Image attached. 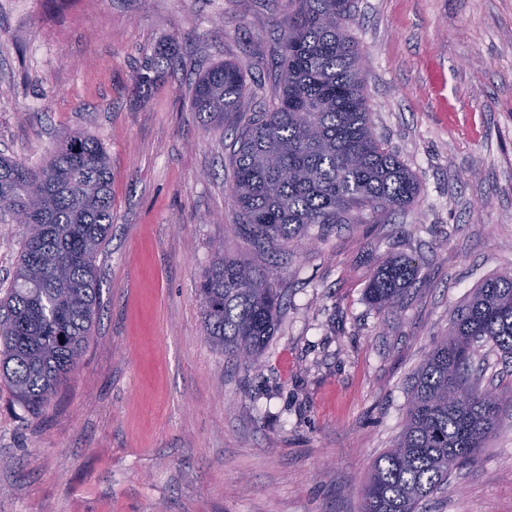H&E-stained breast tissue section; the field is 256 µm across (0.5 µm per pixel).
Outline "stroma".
<instances>
[{
	"label": "stroma",
	"instance_id": "35a3bbf8",
	"mask_svg": "<svg viewBox=\"0 0 512 512\" xmlns=\"http://www.w3.org/2000/svg\"><path fill=\"white\" fill-rule=\"evenodd\" d=\"M375 134L416 174L406 210L310 227L276 250L234 229L235 133L191 111L230 60L269 104L284 0H0V153L42 165L69 135L108 152L112 230L88 345L42 410L0 380V512H361L414 374L451 309L512 271V0H352ZM173 69L136 88L144 53ZM26 227L0 223V297ZM226 254L276 266L277 329L250 368L204 338L197 288ZM416 259L400 306L366 288ZM423 512H512V402L479 464Z\"/></svg>",
	"mask_w": 512,
	"mask_h": 512
}]
</instances>
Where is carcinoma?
<instances>
[{"instance_id": "1", "label": "carcinoma", "mask_w": 512, "mask_h": 512, "mask_svg": "<svg viewBox=\"0 0 512 512\" xmlns=\"http://www.w3.org/2000/svg\"><path fill=\"white\" fill-rule=\"evenodd\" d=\"M351 0H286L278 82L271 105L235 127L231 196L236 229L275 249L304 229L351 224L354 215L401 211L419 193L415 174L373 132L362 58L348 35ZM176 48L143 57L138 86L158 82ZM247 75L226 61L192 88L191 109L236 123ZM31 216L11 288L0 300V377L39 410L86 348L100 304L96 258L112 228V170L103 145L80 133L40 167L0 155V223ZM199 296L205 339L255 365L281 306L276 275L213 247ZM412 257L382 262L367 288L391 310L417 279ZM512 358V273L484 280L449 315L448 333L420 364L398 437L375 463L362 512H419L456 470L480 462L500 426L504 393L481 387L477 348Z\"/></svg>"}]
</instances>
